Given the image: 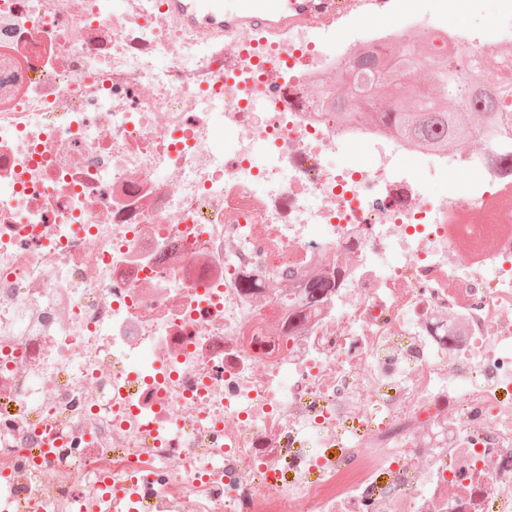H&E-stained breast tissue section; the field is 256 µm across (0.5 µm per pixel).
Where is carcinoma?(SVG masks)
Returning a JSON list of instances; mask_svg holds the SVG:
<instances>
[{
	"label": "carcinoma",
	"instance_id": "obj_1",
	"mask_svg": "<svg viewBox=\"0 0 512 512\" xmlns=\"http://www.w3.org/2000/svg\"><path fill=\"white\" fill-rule=\"evenodd\" d=\"M400 63L391 58H381L363 52L358 56L357 66L372 74L368 86H362L342 76L348 86L349 98L363 103V111L352 112L346 101L323 91L318 104L326 112L336 113L340 121L364 117L380 126L392 137L404 140L416 147L433 151L448 148L469 140L478 129H492L512 120V68L496 82L493 90L485 91L483 81V59L477 54L465 58L456 51H435L429 57L435 66V81L443 90V97L457 96L464 90L480 94L481 108L476 112L479 122L467 125L453 112L442 106V97L433 96L419 86L405 82L407 71L421 64L410 49L400 53ZM330 287L327 274L314 272L305 284L306 293L314 296Z\"/></svg>",
	"mask_w": 512,
	"mask_h": 512
}]
</instances>
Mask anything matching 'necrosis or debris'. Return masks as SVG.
<instances>
[{
    "label": "necrosis or debris",
    "instance_id": "necrosis-or-debris-1",
    "mask_svg": "<svg viewBox=\"0 0 512 512\" xmlns=\"http://www.w3.org/2000/svg\"><path fill=\"white\" fill-rule=\"evenodd\" d=\"M164 2L0 0V512H512V125L429 152L311 94L425 37L503 67L512 0ZM196 7L185 2L189 0H167V7L173 10L183 21L184 25L196 32L199 36H207L215 29H222L224 26V6L234 5V0H223L224 5H220V0H198ZM223 19V20H222ZM288 8L305 18L316 6L307 0H237L228 14L254 30H260L273 18L288 22Z\"/></svg>",
    "mask_w": 512,
    "mask_h": 512
}]
</instances>
